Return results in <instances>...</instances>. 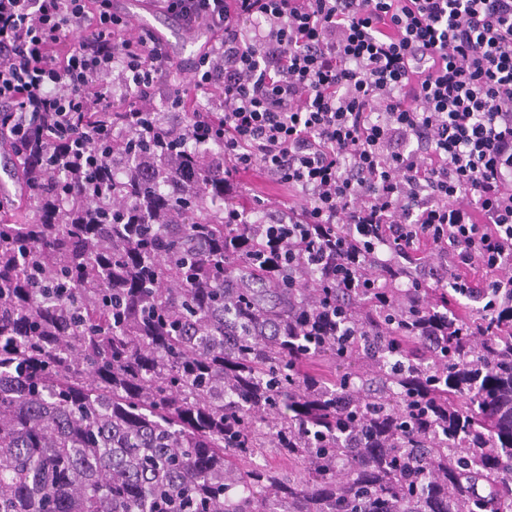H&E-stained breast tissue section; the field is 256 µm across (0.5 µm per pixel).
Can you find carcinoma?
Here are the masks:
<instances>
[{
    "instance_id": "carcinoma-1",
    "label": "carcinoma",
    "mask_w": 512,
    "mask_h": 512,
    "mask_svg": "<svg viewBox=\"0 0 512 512\" xmlns=\"http://www.w3.org/2000/svg\"><path fill=\"white\" fill-rule=\"evenodd\" d=\"M194 120L85 114L36 179L0 127L19 191L0 209V512H512V394L487 398L508 329L488 359L445 327L426 346L419 307L382 288L258 280ZM160 157L196 170L180 193L137 172ZM321 357L333 378L303 371ZM264 438L302 472L240 466Z\"/></svg>"
}]
</instances>
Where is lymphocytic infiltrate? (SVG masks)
Wrapping results in <instances>:
<instances>
[{
  "label": "lymphocytic infiltrate",
  "mask_w": 512,
  "mask_h": 512,
  "mask_svg": "<svg viewBox=\"0 0 512 512\" xmlns=\"http://www.w3.org/2000/svg\"><path fill=\"white\" fill-rule=\"evenodd\" d=\"M212 38L191 65L113 0H0V123L35 142L86 112L188 108L238 252L315 288H425L512 328V0H150ZM261 166L301 197L238 203ZM450 263L424 277V250Z\"/></svg>",
  "instance_id": "1"
}]
</instances>
